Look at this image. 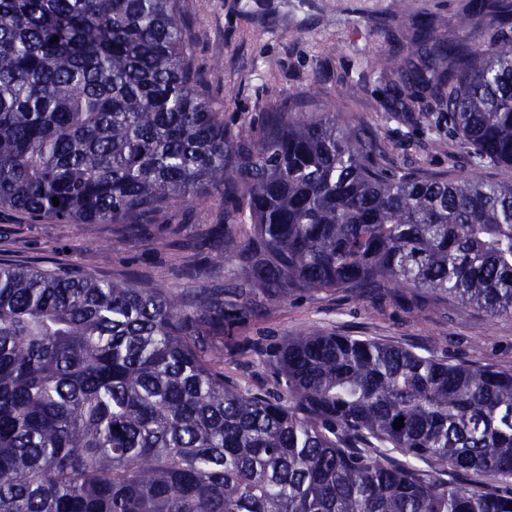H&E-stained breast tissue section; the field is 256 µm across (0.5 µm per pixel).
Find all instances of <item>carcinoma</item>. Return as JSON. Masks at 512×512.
<instances>
[{
  "label": "carcinoma",
  "mask_w": 512,
  "mask_h": 512,
  "mask_svg": "<svg viewBox=\"0 0 512 512\" xmlns=\"http://www.w3.org/2000/svg\"><path fill=\"white\" fill-rule=\"evenodd\" d=\"M474 17L500 31L476 56ZM458 28L410 45L425 127L466 149L450 178L332 111L243 133L179 0H0V208L136 240L224 205L189 296L0 264V512H512V370L299 332L270 388L224 376L215 343L295 292L512 315V183L478 176L512 167V0H467Z\"/></svg>",
  "instance_id": "carcinoma-1"
}]
</instances>
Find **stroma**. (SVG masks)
I'll return each instance as SVG.
<instances>
[{
    "label": "stroma",
    "instance_id": "stroma-1",
    "mask_svg": "<svg viewBox=\"0 0 512 512\" xmlns=\"http://www.w3.org/2000/svg\"><path fill=\"white\" fill-rule=\"evenodd\" d=\"M467 0H179L190 22L192 59L209 92L222 98L226 119L242 129L275 104L332 110L375 130L397 148L410 141L424 168L453 173L462 149L442 136L432 145L419 115L434 111L414 99L406 76L419 64L409 45L415 22H434L438 41L458 35ZM402 56L395 71L381 64ZM219 209L211 198L171 209L151 234L128 240L117 224H61L0 210V262L79 267L101 279L136 274L188 294L197 282L186 273L200 256L195 241ZM303 330L336 332L434 349L452 364L512 369V317L406 297H360L346 291L301 292L267 304L264 313L235 329L224 346V373L238 383L270 382L268 361L283 340Z\"/></svg>",
    "mask_w": 512,
    "mask_h": 512
}]
</instances>
